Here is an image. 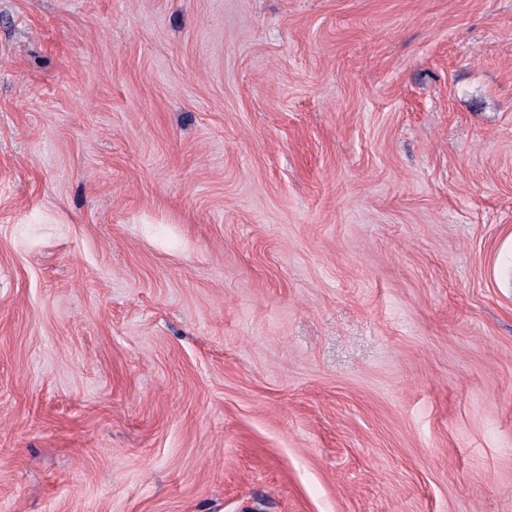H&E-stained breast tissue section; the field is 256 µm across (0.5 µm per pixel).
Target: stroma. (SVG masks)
<instances>
[{
	"label": "stroma",
	"mask_w": 512,
	"mask_h": 512,
	"mask_svg": "<svg viewBox=\"0 0 512 512\" xmlns=\"http://www.w3.org/2000/svg\"><path fill=\"white\" fill-rule=\"evenodd\" d=\"M0 512H512V0H0Z\"/></svg>",
	"instance_id": "1"
}]
</instances>
